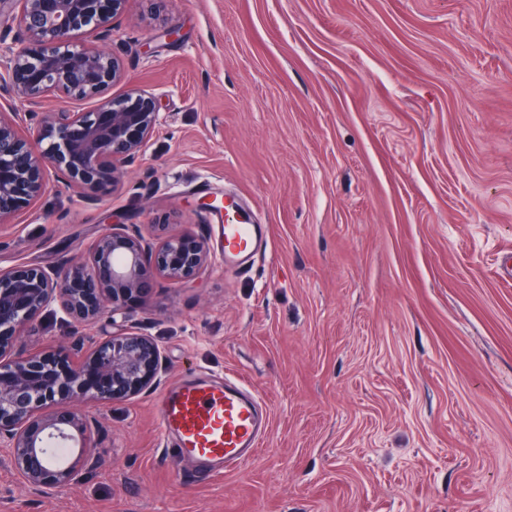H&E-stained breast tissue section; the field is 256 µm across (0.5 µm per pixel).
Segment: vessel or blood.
<instances>
[{
    "label": "vessel or blood",
    "instance_id": "1",
    "mask_svg": "<svg viewBox=\"0 0 512 512\" xmlns=\"http://www.w3.org/2000/svg\"><path fill=\"white\" fill-rule=\"evenodd\" d=\"M224 262L239 267L254 259L264 228L254 223L234 197L224 199L221 226ZM162 432L179 460L190 461L188 477H214L251 460L268 426L255 398L239 380L212 383L187 379L161 396Z\"/></svg>",
    "mask_w": 512,
    "mask_h": 512
}]
</instances>
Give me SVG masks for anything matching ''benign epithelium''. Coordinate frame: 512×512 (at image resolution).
Masks as SVG:
<instances>
[{
	"label": "benign epithelium",
	"mask_w": 512,
	"mask_h": 512,
	"mask_svg": "<svg viewBox=\"0 0 512 512\" xmlns=\"http://www.w3.org/2000/svg\"><path fill=\"white\" fill-rule=\"evenodd\" d=\"M126 2L0 0V19H15L20 28L0 91L27 107L0 111V224L17 223L52 176L88 190L82 201L97 204L94 192L117 187L155 134V99L138 89L108 96L124 78L123 61L79 41L87 28L106 40ZM50 98L57 105L45 106ZM84 98L98 104L89 112L67 106ZM211 263L202 238L171 234L153 243L109 225L62 271L0 266V454L31 491L67 489L99 466L87 408L148 391L161 360L149 337L108 330L85 336L82 328L124 313L128 298L145 293L153 279L186 283ZM52 308L74 333L61 361L54 350L21 348L37 317ZM91 368L106 378L103 385L85 383Z\"/></svg>",
	"instance_id": "obj_1"
}]
</instances>
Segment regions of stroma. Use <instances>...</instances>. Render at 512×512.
Wrapping results in <instances>:
<instances>
[{
	"label": "stroma",
	"mask_w": 512,
	"mask_h": 512,
	"mask_svg": "<svg viewBox=\"0 0 512 512\" xmlns=\"http://www.w3.org/2000/svg\"><path fill=\"white\" fill-rule=\"evenodd\" d=\"M107 45L157 131L98 204L62 185L0 224V266L111 222L214 261L118 318L162 364L93 409L102 467L36 494L0 456V512H512V0H128ZM227 192L267 226L245 269L196 208ZM203 376L240 377L269 427L191 483L155 400Z\"/></svg>",
	"instance_id": "stroma-1"
}]
</instances>
